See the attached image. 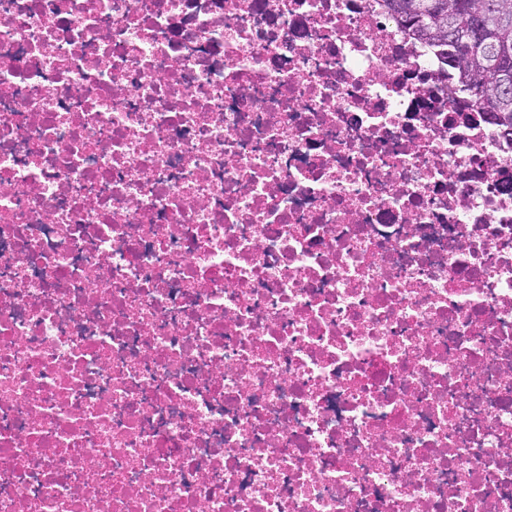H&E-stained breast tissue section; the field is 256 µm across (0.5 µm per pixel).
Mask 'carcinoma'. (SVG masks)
Instances as JSON below:
<instances>
[{
    "label": "carcinoma",
    "instance_id": "obj_1",
    "mask_svg": "<svg viewBox=\"0 0 512 512\" xmlns=\"http://www.w3.org/2000/svg\"><path fill=\"white\" fill-rule=\"evenodd\" d=\"M401 28L454 61L462 90L512 128V0H384Z\"/></svg>",
    "mask_w": 512,
    "mask_h": 512
}]
</instances>
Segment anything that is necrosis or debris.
Returning <instances> with one entry per match:
<instances>
[{
    "mask_svg": "<svg viewBox=\"0 0 512 512\" xmlns=\"http://www.w3.org/2000/svg\"><path fill=\"white\" fill-rule=\"evenodd\" d=\"M382 0H0V512H512V131Z\"/></svg>",
    "mask_w": 512,
    "mask_h": 512,
    "instance_id": "obj_1",
    "label": "necrosis or debris"
}]
</instances>
